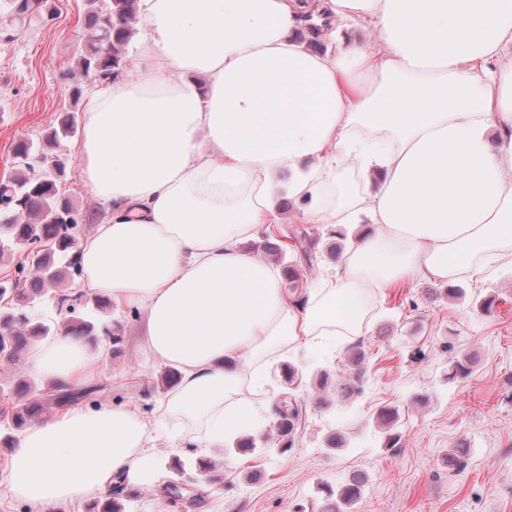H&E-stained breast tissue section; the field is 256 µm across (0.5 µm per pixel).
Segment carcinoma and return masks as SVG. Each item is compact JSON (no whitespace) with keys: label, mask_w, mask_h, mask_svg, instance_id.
Listing matches in <instances>:
<instances>
[{"label":"carcinoma","mask_w":512,"mask_h":512,"mask_svg":"<svg viewBox=\"0 0 512 512\" xmlns=\"http://www.w3.org/2000/svg\"><path fill=\"white\" fill-rule=\"evenodd\" d=\"M137 2L111 0L106 7H95L89 12L90 32L77 60L80 75L98 79H116L122 75L126 68L124 50L136 33ZM11 4L14 11L38 18L46 8V0H11ZM76 132V116L71 111L65 113L58 125L41 138L44 143L41 153H36L34 142L20 140L13 150L17 160L15 173L0 179V199L9 200V207L0 211V237L12 244L17 240L46 244L45 249L28 254L26 261L18 263L13 279L0 280V361L14 360L30 340L59 331L90 343L98 341L97 325L74 315L75 303L81 300L82 294L60 289L66 278L81 274L76 256L71 254L78 245L81 229L76 227L63 235L53 220V214L60 205L75 220L82 219L79 210L70 199L59 193L58 188L60 177L65 172L64 163L58 155L59 148ZM318 244L319 240L299 225L279 224L266 234L262 249L268 255L278 261L289 252L295 256L284 267V278L288 294L297 301L306 297L304 269L313 267L318 261ZM46 297L55 302L61 320L49 325L23 316L25 307ZM347 354L350 363L348 375L336 380L333 388L336 398L345 400L360 392L359 382L365 376L363 364L366 358L359 340L348 346ZM280 373L286 390L279 393V399L273 402L276 421L271 435L275 449L284 454L293 448L302 424V406L294 395V390L302 382V373L289 361L281 364ZM40 411L41 405L37 402L9 412L3 411L5 429L23 428ZM377 419L386 428L385 449L394 450L400 440L395 431L398 410L384 406L379 410ZM188 466L201 473L212 468L209 462L200 459L187 463L177 460L169 469L181 477L186 474ZM126 488L125 481L116 482L98 512H123V501L130 497ZM325 491L331 500L328 512H342L360 499L362 485L352 481L336 490L327 487Z\"/></svg>","instance_id":"1"}]
</instances>
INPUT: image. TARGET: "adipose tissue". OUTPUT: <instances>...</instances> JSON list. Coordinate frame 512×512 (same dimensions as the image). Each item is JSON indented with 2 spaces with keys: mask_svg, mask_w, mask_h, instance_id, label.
I'll return each instance as SVG.
<instances>
[{
  "mask_svg": "<svg viewBox=\"0 0 512 512\" xmlns=\"http://www.w3.org/2000/svg\"><path fill=\"white\" fill-rule=\"evenodd\" d=\"M337 21L329 62L294 33ZM366 24L374 44L345 39ZM139 76L94 91L82 178L107 219L81 244L79 287L142 311L144 348L179 382L158 409L169 445L224 447L271 425L267 391L289 347L332 352L364 333V299L408 279L483 276L512 255V0H139ZM308 224H368L306 301L244 247L279 221L276 173ZM378 182L332 198L339 170ZM107 345L47 338L30 364L53 387L99 373ZM155 437L129 401L30 424L0 499L53 512L153 476Z\"/></svg>",
  "mask_w": 512,
  "mask_h": 512,
  "instance_id": "adipose-tissue-1",
  "label": "adipose tissue"
}]
</instances>
